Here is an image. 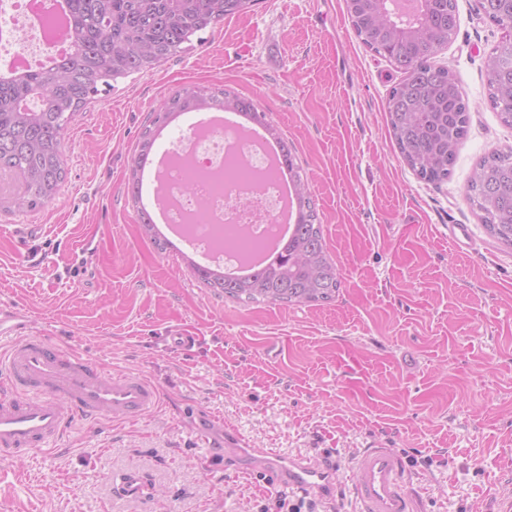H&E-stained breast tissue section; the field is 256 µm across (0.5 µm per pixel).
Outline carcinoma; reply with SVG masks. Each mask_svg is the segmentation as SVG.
Here are the masks:
<instances>
[{
	"mask_svg": "<svg viewBox=\"0 0 512 512\" xmlns=\"http://www.w3.org/2000/svg\"><path fill=\"white\" fill-rule=\"evenodd\" d=\"M72 18L73 52L45 69L0 75V169L22 178L14 199L19 210L33 211L53 200L65 180L62 141L74 114L100 87L147 72L181 52L192 37L226 18L251 10L256 0H67ZM395 0H357L350 21L361 42L384 55L405 78L388 97V120L404 160L422 180L441 184L452 175L456 147L466 136L469 104L448 69L434 58L452 38L456 0H421L412 17L398 13ZM487 19L506 27L512 0H483ZM489 101L501 121L512 125V40L498 44L487 63ZM235 112L246 124L265 131L282 154L295 194V230L282 239L266 263L251 275L231 277L224 268H203L187 258L197 279L214 293L241 302L324 304L336 298L341 280L317 223V213L300 167L268 113L250 99L227 91L188 87L154 111L137 144L131 177L132 197L141 200L144 167L156 140L176 118L189 112ZM469 199L481 212L486 230L512 246V151L483 159L469 183ZM140 226L160 251L173 243L139 208Z\"/></svg>",
	"mask_w": 512,
	"mask_h": 512,
	"instance_id": "carcinoma-1",
	"label": "carcinoma"
}]
</instances>
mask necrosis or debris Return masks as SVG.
<instances>
[{"mask_svg":"<svg viewBox=\"0 0 512 512\" xmlns=\"http://www.w3.org/2000/svg\"><path fill=\"white\" fill-rule=\"evenodd\" d=\"M50 12L49 0H0V68L71 50L70 33L42 24ZM268 154L267 142L247 139L234 127L183 134L160 175L167 227L225 268L275 243L286 180Z\"/></svg>","mask_w":512,"mask_h":512,"instance_id":"4bbe7bcc","label":"necrosis or debris"}]
</instances>
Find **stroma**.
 Listing matches in <instances>:
<instances>
[{
  "label": "stroma",
  "instance_id": "1",
  "mask_svg": "<svg viewBox=\"0 0 512 512\" xmlns=\"http://www.w3.org/2000/svg\"><path fill=\"white\" fill-rule=\"evenodd\" d=\"M436 56L469 104L453 173L434 185L403 161L387 124L404 74L364 46L345 0H260L145 73L102 89L68 126L66 177L33 212L9 210L0 175V308L116 374L161 390L134 421L77 422L61 449L16 460L0 512H261L270 476L224 456L248 447L330 456L335 512H353L363 448L406 460L419 512H492L512 494V248L468 198L484 157L512 148L486 65L512 31L456 0ZM186 85L252 99L293 143L341 287L327 305L242 303L198 283L141 235L126 179L152 112ZM469 228L467 247L448 227ZM200 336L189 353L158 338ZM148 482L130 498L128 473Z\"/></svg>",
  "mask_w": 512,
  "mask_h": 512
}]
</instances>
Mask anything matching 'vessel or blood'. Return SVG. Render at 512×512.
<instances>
[{
    "instance_id": "1",
    "label": "vessel or blood",
    "mask_w": 512,
    "mask_h": 512,
    "mask_svg": "<svg viewBox=\"0 0 512 512\" xmlns=\"http://www.w3.org/2000/svg\"><path fill=\"white\" fill-rule=\"evenodd\" d=\"M0 334L11 335L0 351V465L46 452L62 439L76 420H131L159 401L158 388L142 376L104 371L70 349L33 332L21 312L0 311ZM225 450L248 457L277 483L330 498L336 469L325 461L312 463L301 455H275L245 447L229 435ZM356 480L349 489L355 512H414L402 457L388 448H367L353 462Z\"/></svg>"
}]
</instances>
